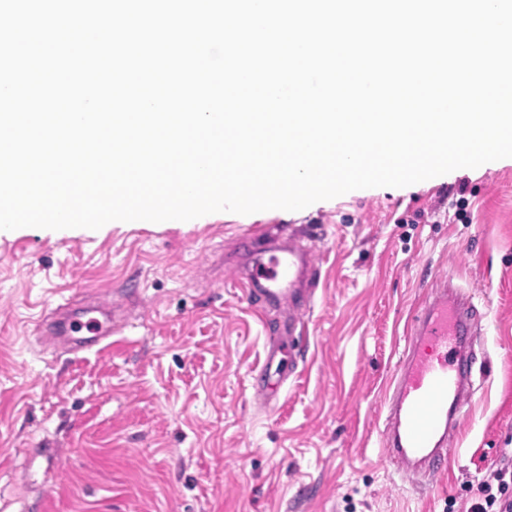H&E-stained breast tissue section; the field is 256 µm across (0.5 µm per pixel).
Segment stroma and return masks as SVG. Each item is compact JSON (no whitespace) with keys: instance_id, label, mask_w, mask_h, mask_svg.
<instances>
[{"instance_id":"obj_1","label":"stroma","mask_w":512,"mask_h":512,"mask_svg":"<svg viewBox=\"0 0 512 512\" xmlns=\"http://www.w3.org/2000/svg\"><path fill=\"white\" fill-rule=\"evenodd\" d=\"M465 185L459 212L450 187ZM325 225L296 379L259 409L251 373L279 309L233 282L260 228ZM471 294L487 355L455 455L429 492L381 461V403L409 314L439 277ZM129 305L99 353L41 346L55 293ZM58 451L42 487L28 452ZM512 459V161L304 211L0 233V496L50 512H467Z\"/></svg>"}]
</instances>
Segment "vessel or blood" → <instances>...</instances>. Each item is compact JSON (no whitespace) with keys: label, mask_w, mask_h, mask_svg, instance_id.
<instances>
[{"label":"vessel or blood","mask_w":512,"mask_h":512,"mask_svg":"<svg viewBox=\"0 0 512 512\" xmlns=\"http://www.w3.org/2000/svg\"><path fill=\"white\" fill-rule=\"evenodd\" d=\"M323 238L319 226L307 234H261L260 246L251 248L250 262L239 273L238 284L248 296L288 310L287 326L254 377L259 398L267 396L266 381L283 383L296 375L295 338L305 326L302 304L314 298L320 284L312 254ZM62 310L65 320L41 325L45 343L88 351L120 330L112 304H66ZM480 323L469 295L443 278L410 321L400 372L384 393L383 461L419 490L430 489L448 468L452 435L469 415Z\"/></svg>","instance_id":"b4317fda"}]
</instances>
